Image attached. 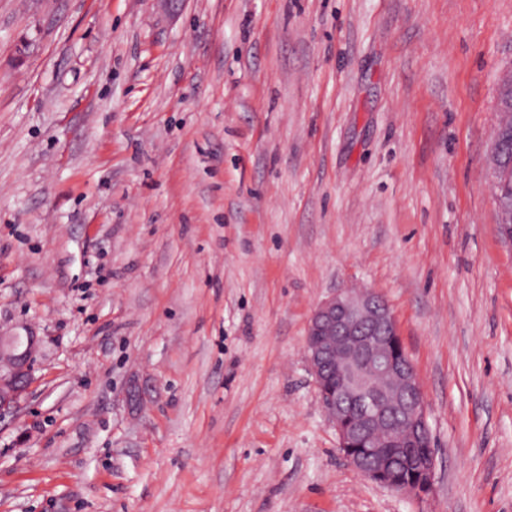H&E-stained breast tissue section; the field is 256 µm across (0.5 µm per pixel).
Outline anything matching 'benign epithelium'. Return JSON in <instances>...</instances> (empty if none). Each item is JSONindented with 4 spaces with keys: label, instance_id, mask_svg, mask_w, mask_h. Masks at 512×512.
<instances>
[{
    "label": "benign epithelium",
    "instance_id": "benign-epithelium-1",
    "mask_svg": "<svg viewBox=\"0 0 512 512\" xmlns=\"http://www.w3.org/2000/svg\"><path fill=\"white\" fill-rule=\"evenodd\" d=\"M505 98L495 101L499 113L491 170L502 236L512 241V201L499 181L504 167L502 145L512 136V70L499 79ZM36 339L0 336V416L18 407L31 377ZM306 355L321 404L336 429L339 448L361 476L375 482L394 459L377 446L397 443L394 426L403 423L414 436L430 439V426L416 369L404 353L402 336L388 304L377 293L338 291L319 303L309 319ZM357 438L371 440L374 468L347 454ZM422 482L403 492L426 494L433 486L434 456L419 463Z\"/></svg>",
    "mask_w": 512,
    "mask_h": 512
}]
</instances>
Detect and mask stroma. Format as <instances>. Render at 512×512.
Wrapping results in <instances>:
<instances>
[{
	"instance_id": "obj_1",
	"label": "stroma",
	"mask_w": 512,
	"mask_h": 512,
	"mask_svg": "<svg viewBox=\"0 0 512 512\" xmlns=\"http://www.w3.org/2000/svg\"><path fill=\"white\" fill-rule=\"evenodd\" d=\"M512 0H0V512H512ZM367 288L436 473L358 474L309 371ZM498 85H504L502 91L508 93V96L506 98L497 97L495 101V109L496 112L499 113V120L496 125L497 131L493 141L491 170L493 175L494 199L499 216L500 231L504 238L512 241L511 201L508 199L507 189L499 181L504 164L510 170V175L512 174V141H510V145L506 150L505 162L502 160L503 142L512 135V69L501 75ZM36 350L34 336H0V418L18 407L26 394L31 377L33 355ZM420 470L423 474L422 482L417 485L415 488H405L402 492L405 494L411 495H421L426 494L430 491L433 486L434 478H435V469H436V460L434 458V454L431 453L429 457L423 458L420 463Z\"/></svg>"
}]
</instances>
